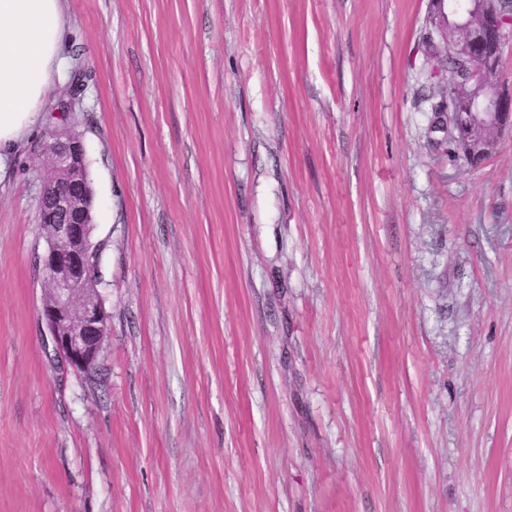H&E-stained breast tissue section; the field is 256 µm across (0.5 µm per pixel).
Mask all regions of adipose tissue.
<instances>
[{
    "label": "adipose tissue",
    "instance_id": "adipose-tissue-1",
    "mask_svg": "<svg viewBox=\"0 0 512 512\" xmlns=\"http://www.w3.org/2000/svg\"><path fill=\"white\" fill-rule=\"evenodd\" d=\"M66 0H0V164L37 125L60 76Z\"/></svg>",
    "mask_w": 512,
    "mask_h": 512
}]
</instances>
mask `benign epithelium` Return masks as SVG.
Masks as SVG:
<instances>
[{
  "instance_id": "1",
  "label": "benign epithelium",
  "mask_w": 512,
  "mask_h": 512,
  "mask_svg": "<svg viewBox=\"0 0 512 512\" xmlns=\"http://www.w3.org/2000/svg\"><path fill=\"white\" fill-rule=\"evenodd\" d=\"M512 0H430L425 36L438 50L464 63L463 77L448 91L449 118L441 140H453L468 159L488 158L512 130V95L501 89L502 48L512 38V20L503 16ZM83 79L74 75L53 110L71 112L80 101ZM54 171L68 177L46 181L39 206L49 235L37 257L45 287L41 320L62 364L91 375L108 332L104 298L93 285L97 251L90 224L86 151L80 137L53 133L41 146Z\"/></svg>"
}]
</instances>
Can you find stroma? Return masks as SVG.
I'll return each mask as SVG.
<instances>
[{
    "label": "stroma",
    "mask_w": 512,
    "mask_h": 512,
    "mask_svg": "<svg viewBox=\"0 0 512 512\" xmlns=\"http://www.w3.org/2000/svg\"><path fill=\"white\" fill-rule=\"evenodd\" d=\"M429 0H67L89 75L0 171V512H512V132L431 140ZM82 135L95 383L35 276Z\"/></svg>",
    "instance_id": "stroma-1"
}]
</instances>
